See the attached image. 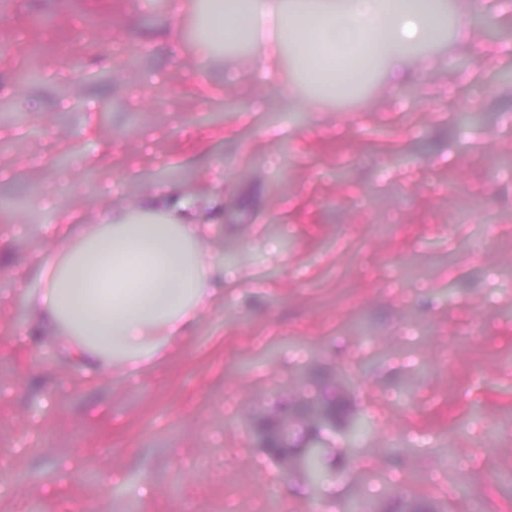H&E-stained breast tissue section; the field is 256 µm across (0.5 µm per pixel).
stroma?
I'll return each mask as SVG.
<instances>
[{
    "instance_id": "1",
    "label": "stroma",
    "mask_w": 512,
    "mask_h": 512,
    "mask_svg": "<svg viewBox=\"0 0 512 512\" xmlns=\"http://www.w3.org/2000/svg\"><path fill=\"white\" fill-rule=\"evenodd\" d=\"M187 2L0 14V512H512V83H487L512 52L442 45L408 83L378 66L359 105L317 104L203 54ZM218 177L224 296L189 335L91 371L35 327L58 211L88 237ZM325 393L365 430L324 435L313 485L254 426Z\"/></svg>"
}]
</instances>
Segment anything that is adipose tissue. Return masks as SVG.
<instances>
[{"label": "adipose tissue", "mask_w": 512, "mask_h": 512, "mask_svg": "<svg viewBox=\"0 0 512 512\" xmlns=\"http://www.w3.org/2000/svg\"><path fill=\"white\" fill-rule=\"evenodd\" d=\"M266 2L214 0V38L254 27ZM443 17L442 0H319L288 12L283 28L261 42L254 67L273 68L287 47L341 85L361 75L378 46L400 64L409 47L433 39ZM211 202L150 195L139 216L113 215L95 236L50 252L35 295L38 318L89 363L130 369L149 362L217 294V271L197 248L211 229Z\"/></svg>", "instance_id": "ef3b65f1"}]
</instances>
